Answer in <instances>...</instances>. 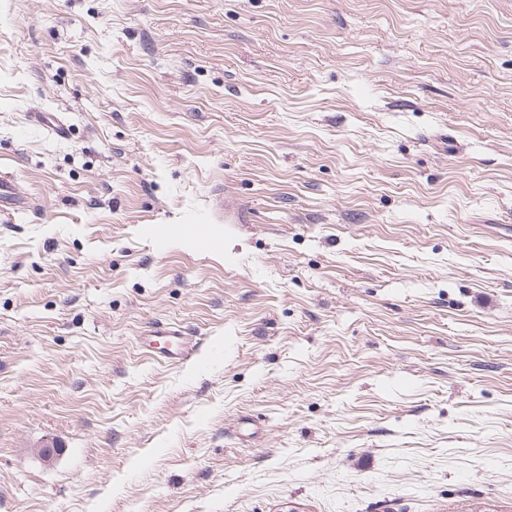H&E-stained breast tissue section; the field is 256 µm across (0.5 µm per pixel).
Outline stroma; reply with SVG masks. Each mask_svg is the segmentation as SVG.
I'll return each instance as SVG.
<instances>
[{
	"instance_id": "1",
	"label": "stroma",
	"mask_w": 512,
	"mask_h": 512,
	"mask_svg": "<svg viewBox=\"0 0 512 512\" xmlns=\"http://www.w3.org/2000/svg\"><path fill=\"white\" fill-rule=\"evenodd\" d=\"M1 172L0 512H512V0H0ZM32 204L30 198L20 194L10 175H0V213L9 216L30 209ZM140 346L147 352L176 361L187 359L195 347L179 328L169 325H158L148 330L140 336Z\"/></svg>"
}]
</instances>
